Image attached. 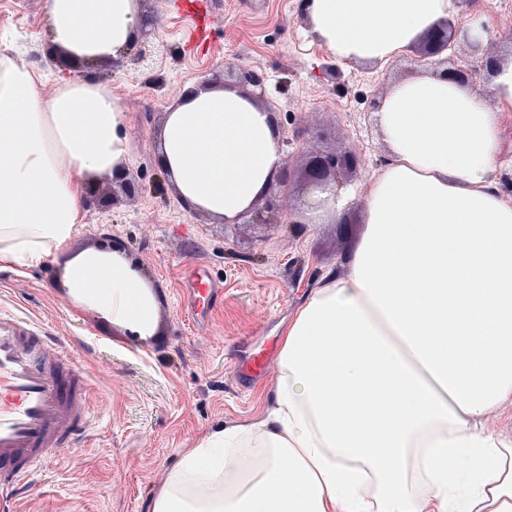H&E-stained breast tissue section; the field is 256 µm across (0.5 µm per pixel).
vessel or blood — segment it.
<instances>
[{
  "label": "vessel or blood",
  "mask_w": 512,
  "mask_h": 512,
  "mask_svg": "<svg viewBox=\"0 0 512 512\" xmlns=\"http://www.w3.org/2000/svg\"><path fill=\"white\" fill-rule=\"evenodd\" d=\"M193 309L212 308L218 284L204 266L189 270ZM87 373L62 346L21 317L0 311V507L31 473L79 448L92 418Z\"/></svg>",
  "instance_id": "b4317fda"
}]
</instances>
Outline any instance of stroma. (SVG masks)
I'll return each mask as SVG.
<instances>
[{
    "mask_svg": "<svg viewBox=\"0 0 512 512\" xmlns=\"http://www.w3.org/2000/svg\"><path fill=\"white\" fill-rule=\"evenodd\" d=\"M184 0H141L151 37L162 40L159 72L104 60L89 70L112 88L126 114L128 166L140 192L127 196L109 179L80 189L84 226L73 250L120 249L146 276L159 302L158 328L140 336L78 308L55 266L0 261V309L46 328L91 378L94 417L84 447L30 476L18 512H151L154 492L185 448L220 426L256 419L279 376L281 328L327 271L339 269L366 231L361 206L318 224H219L186 213L156 160L165 112L187 82L238 83L242 70L265 75L262 98L288 143L281 166L299 173L310 152L356 151L361 165L350 186L365 191L388 149L373 108L397 80L419 70L414 54L384 67L342 62L310 45L306 0H212L206 47L188 44ZM483 16L481 53L462 40L439 54L442 67L467 70L473 86L487 78L483 61L499 56L512 24L489 0H461L457 26ZM0 41L15 47L40 78L43 97L75 70L60 61L47 31L45 0H0ZM207 266L224 286L208 313L188 310L182 286L188 268ZM274 351L265 374L242 381L238 369L254 349Z\"/></svg>",
    "mask_w": 512,
    "mask_h": 512,
    "instance_id": "stroma-1",
    "label": "stroma"
}]
</instances>
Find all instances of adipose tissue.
<instances>
[{
  "instance_id": "obj_1",
  "label": "adipose tissue",
  "mask_w": 512,
  "mask_h": 512,
  "mask_svg": "<svg viewBox=\"0 0 512 512\" xmlns=\"http://www.w3.org/2000/svg\"><path fill=\"white\" fill-rule=\"evenodd\" d=\"M54 47L118 58L146 29L138 0H45ZM456 0H311L306 33L344 62L383 64L452 22ZM483 89L429 70L376 113L387 162L360 205L367 229L284 328L281 376L257 420L185 449L151 512H512V438L488 433L512 402V204L493 175L512 112V39ZM126 115L91 75L43 98L0 44V260L47 262L77 306L146 335L156 294L116 250L70 244L79 188L128 173ZM278 131L244 90L187 84L159 160L186 212L231 223L273 184Z\"/></svg>"
}]
</instances>
